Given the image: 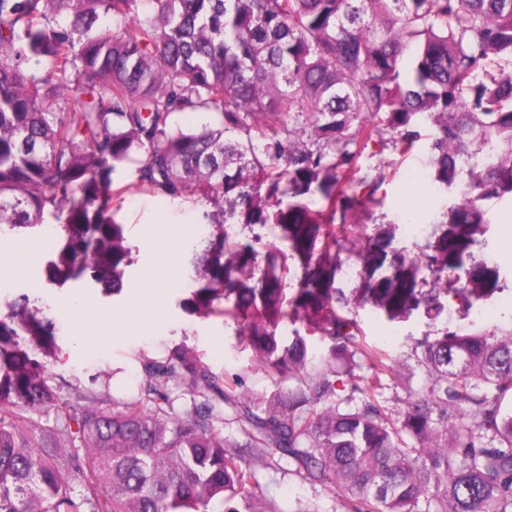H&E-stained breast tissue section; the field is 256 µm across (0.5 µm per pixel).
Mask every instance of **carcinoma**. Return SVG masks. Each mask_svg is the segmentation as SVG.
Here are the masks:
<instances>
[{
	"label": "carcinoma",
	"instance_id": "carcinoma-1",
	"mask_svg": "<svg viewBox=\"0 0 512 512\" xmlns=\"http://www.w3.org/2000/svg\"><path fill=\"white\" fill-rule=\"evenodd\" d=\"M138 2L0 0V232L55 225L48 281L118 295L133 248L113 174L208 202L181 306L235 324L288 392L241 403L235 445L201 414L170 416L172 367L119 410L64 399L45 362L55 324L22 291L0 311V512H276L257 469L277 455L348 512H512V330L416 340L424 384L394 416L377 396L395 370L355 315L435 321L451 298L467 316L504 289L478 247L482 201L512 196V0ZM102 13L115 28L96 33ZM182 112L209 121L185 129ZM418 117L436 126L433 182L460 184V202L416 256L395 224L347 248V213L379 188L357 161L388 134L409 153ZM178 359L193 388L235 401L237 381Z\"/></svg>",
	"mask_w": 512,
	"mask_h": 512
}]
</instances>
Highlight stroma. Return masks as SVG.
Segmentation results:
<instances>
[{
    "mask_svg": "<svg viewBox=\"0 0 512 512\" xmlns=\"http://www.w3.org/2000/svg\"><path fill=\"white\" fill-rule=\"evenodd\" d=\"M417 130L420 138L411 155H400L388 144L359 159L361 175H380L384 181L373 202L356 209L349 218L365 236L373 234L378 225H398L394 245L407 254L425 248L433 224L459 201L457 187L440 189L431 181L429 143L434 126L421 122ZM116 179L131 187L118 220L125 226L135 257L125 272L121 294L107 296L90 282L61 288L47 284L43 269L48 249L41 244L22 274L0 273V304L23 288L35 289L47 301L46 314L58 327V352L48 361V374L62 398L74 401L87 396L118 405L137 397L146 385V364H169L177 368L167 385L171 414L183 417L210 404L212 423L223 431L225 440H241L237 406L225 403L214 392L194 390L189 372L177 363L178 352L194 350L201 369L226 381L239 379L237 394L243 400L269 399L285 392L286 387L257 366L250 351L239 347L234 325L199 318L179 305L191 286L188 258L199 239L204 206L193 197L173 200L134 189L135 174L130 167L120 169ZM483 208L488 224L479 254L497 267L504 281L503 291L474 308L468 317L452 313L435 322L416 315L389 321L370 308L357 309L362 339L369 348L399 364L406 360L414 341L426 335L434 338L447 329L460 333L512 330V233L504 231L505 226H512V198L486 200ZM166 224L178 225L177 242H170L163 233ZM172 250L177 253V265L165 278L159 310L145 322L132 324L131 306L144 300L150 290V276L165 264ZM77 298L96 305L100 324H113L110 336L85 329L67 314L68 303ZM293 468L291 460L277 457L258 470L262 495L277 512H347L340 494L300 481Z\"/></svg>",
    "mask_w": 512,
    "mask_h": 512,
    "instance_id": "stroma-1",
    "label": "stroma"
}]
</instances>
